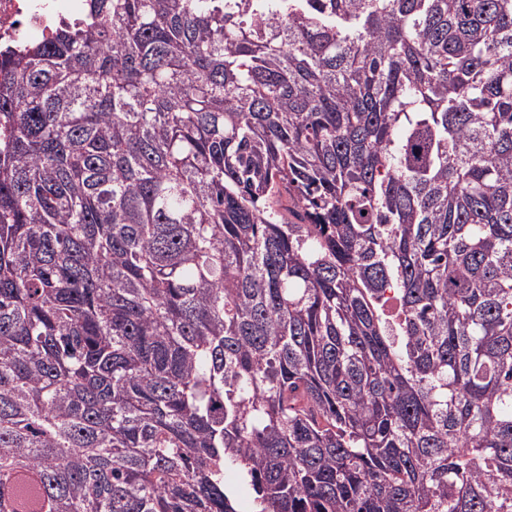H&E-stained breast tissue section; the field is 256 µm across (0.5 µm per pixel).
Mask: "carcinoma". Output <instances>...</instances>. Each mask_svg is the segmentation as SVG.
Segmentation results:
<instances>
[{"label": "carcinoma", "instance_id": "obj_1", "mask_svg": "<svg viewBox=\"0 0 512 512\" xmlns=\"http://www.w3.org/2000/svg\"><path fill=\"white\" fill-rule=\"evenodd\" d=\"M0 130V512H512V0H87Z\"/></svg>", "mask_w": 512, "mask_h": 512}]
</instances>
